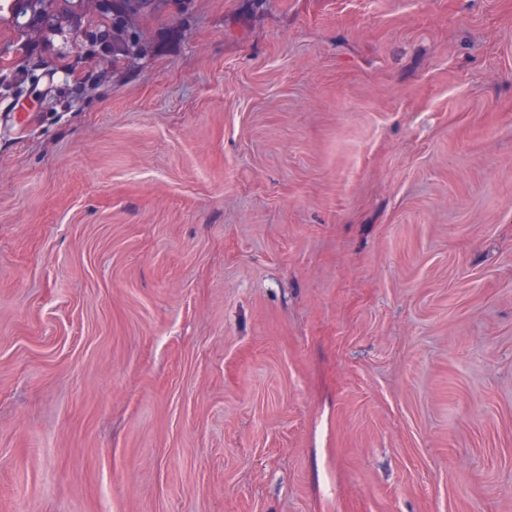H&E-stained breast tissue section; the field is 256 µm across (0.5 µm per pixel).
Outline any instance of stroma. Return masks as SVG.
Listing matches in <instances>:
<instances>
[{"instance_id": "stroma-1", "label": "stroma", "mask_w": 512, "mask_h": 512, "mask_svg": "<svg viewBox=\"0 0 512 512\" xmlns=\"http://www.w3.org/2000/svg\"><path fill=\"white\" fill-rule=\"evenodd\" d=\"M0 98V512H512V0H189Z\"/></svg>"}]
</instances>
